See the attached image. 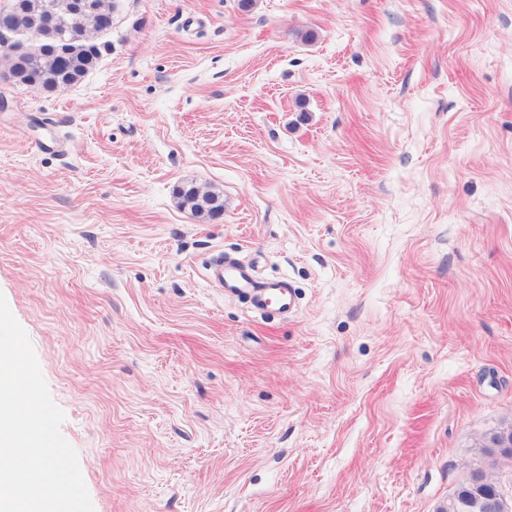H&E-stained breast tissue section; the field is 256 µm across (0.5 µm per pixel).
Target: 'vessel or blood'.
I'll use <instances>...</instances> for the list:
<instances>
[{"label": "vessel or blood", "instance_id": "obj_1", "mask_svg": "<svg viewBox=\"0 0 512 512\" xmlns=\"http://www.w3.org/2000/svg\"><path fill=\"white\" fill-rule=\"evenodd\" d=\"M211 269L213 280L225 293L248 296L259 313L272 310L287 313L293 307L292 296L284 281L258 279L247 268L221 257L215 259Z\"/></svg>", "mask_w": 512, "mask_h": 512}]
</instances>
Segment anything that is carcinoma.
Masks as SVG:
<instances>
[{"label":"carcinoma","instance_id":"1","mask_svg":"<svg viewBox=\"0 0 512 512\" xmlns=\"http://www.w3.org/2000/svg\"><path fill=\"white\" fill-rule=\"evenodd\" d=\"M115 7L114 0H88V7L75 10L71 0H10L0 7V52L12 80L58 91L72 86L93 71L101 57L103 15ZM34 28L42 37L24 42L26 58L15 57L17 44L4 45L1 32ZM179 204L201 221L224 214V199L186 182L176 190Z\"/></svg>","mask_w":512,"mask_h":512}]
</instances>
